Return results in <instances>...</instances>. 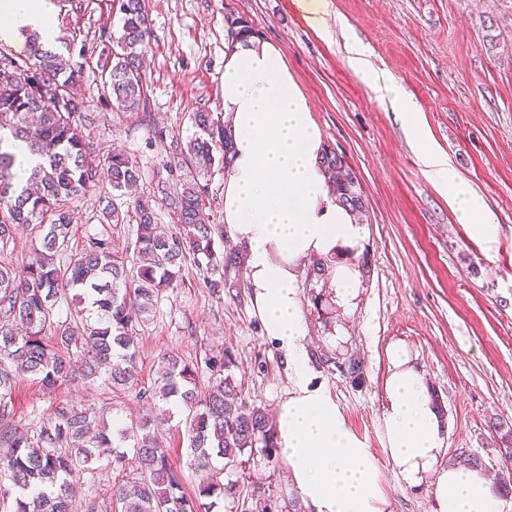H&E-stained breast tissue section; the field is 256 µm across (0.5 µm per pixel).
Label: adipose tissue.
<instances>
[{
	"instance_id": "obj_1",
	"label": "adipose tissue",
	"mask_w": 512,
	"mask_h": 512,
	"mask_svg": "<svg viewBox=\"0 0 512 512\" xmlns=\"http://www.w3.org/2000/svg\"><path fill=\"white\" fill-rule=\"evenodd\" d=\"M26 30L54 40L45 0H0V38ZM362 53L353 45V69L389 98L458 223L485 244L495 243L499 227L481 197L464 187L447 153L429 142L412 101L387 73L369 69ZM223 84L233 143L224 171V222L247 252L253 308L290 369L287 397L275 412L276 448L310 512H383L381 468L331 393L315 381L296 288L305 259H326L336 305L350 309L363 282L358 258L366 229L337 203L326 181L322 133L280 49L257 36L234 39L224 55ZM386 357L381 428L393 474L411 487L431 483L434 512H500L501 497L480 470L443 466L448 419L407 350L392 344Z\"/></svg>"
}]
</instances>
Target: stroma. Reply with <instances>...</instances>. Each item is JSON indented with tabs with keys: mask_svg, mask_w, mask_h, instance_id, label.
<instances>
[{
	"mask_svg": "<svg viewBox=\"0 0 512 512\" xmlns=\"http://www.w3.org/2000/svg\"><path fill=\"white\" fill-rule=\"evenodd\" d=\"M52 7L51 47L60 53L74 31L91 38L102 25L121 28L109 0H83L81 11L68 15L59 0ZM145 7L147 109L98 108L92 71L79 89L91 105L88 133L98 158L115 150L136 156L138 192L154 196L168 178L163 163L171 140L194 133L191 113L222 109L227 15L246 18L279 46L324 143L345 155L368 205L369 271L355 305L341 310L329 284L308 274L298 281L317 378L383 467L384 512H432L429 485L407 486L386 467L380 424L386 348L402 343L445 407L449 450L470 449L494 467L508 446L494 425L512 426V0H327L319 29L298 0H145ZM354 41L411 98L432 143L483 198L500 226L493 248L457 223L390 101L351 68L347 46ZM111 195L100 187L71 203L70 252L96 233L119 251L133 240V225L98 221ZM138 339L139 374L126 390L78 379L49 392L25 376L12 393L9 424L34 427V410L61 402L84 403L110 423L146 420L151 408L140 394L153 386L158 358L171 351L202 362L231 350L246 402L271 413L287 396V359L252 308L245 272H228L218 298L196 264L186 262L180 286L140 327ZM352 355L361 360L357 379L343 365ZM118 477L103 463L86 474L76 512H105ZM221 480L234 495L218 503L219 512H308L285 462L268 464L260 451L243 455Z\"/></svg>",
	"mask_w": 512,
	"mask_h": 512,
	"instance_id": "35a3bbf8",
	"label": "stroma"
}]
</instances>
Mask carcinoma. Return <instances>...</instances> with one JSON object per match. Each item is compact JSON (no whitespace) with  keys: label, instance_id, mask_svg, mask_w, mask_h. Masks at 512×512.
I'll list each match as a JSON object with an SVG mask.
<instances>
[{"label":"carcinoma","instance_id":"obj_1","mask_svg":"<svg viewBox=\"0 0 512 512\" xmlns=\"http://www.w3.org/2000/svg\"><path fill=\"white\" fill-rule=\"evenodd\" d=\"M122 26H104L95 61L100 77V106L105 111L138 112L147 107L148 86L141 61L149 41L144 0H119ZM233 36L253 34L252 24L227 17ZM89 57L77 38L63 55L29 40L23 59L0 53V247L15 239L17 226L40 228V247L25 274L0 263V417L10 414L17 378L29 375L46 389L76 378H105L114 388L133 384L139 354L136 322L149 317L177 286L183 263L191 256L205 262L204 281L215 295L224 292V274L240 268L236 252L215 250L216 228L206 223L203 205L215 166H226L232 146L224 134L222 114L194 112L196 134L176 144L165 168L174 175L192 167L190 179L176 178L161 187V202L177 216L167 228L147 198L130 197L124 206H105L99 220L125 224L133 216L135 237L125 252L112 249L100 236L62 264L68 250L70 212L67 204L99 186L124 196L140 181L136 158L112 152L100 163L91 157L85 133L86 105L75 92ZM24 143L43 163L32 169L28 187L14 183L18 155L12 142ZM321 165L336 199L351 215L367 212L359 178L345 157L329 146ZM50 223H44L45 218ZM79 291L84 307L57 319L69 292ZM208 387L198 391L200 367L178 354L162 356L155 386L144 398L155 415L117 430L126 438L139 434L134 456L112 455L107 466L126 471L112 484L106 512H212V498L230 493L217 474L239 464L246 449H260L267 462L278 461L274 426L265 408L242 400L232 374L234 354L226 349L206 359ZM179 408L188 434V449L199 483L188 493L167 449L151 433L155 424L174 417ZM114 446L112 430L84 404H66L41 414L32 432L0 426V512H74L84 474L100 461L102 448ZM222 462L218 468L214 462ZM455 465L484 469L476 453L459 448Z\"/></svg>","mask_w":512,"mask_h":512}]
</instances>
